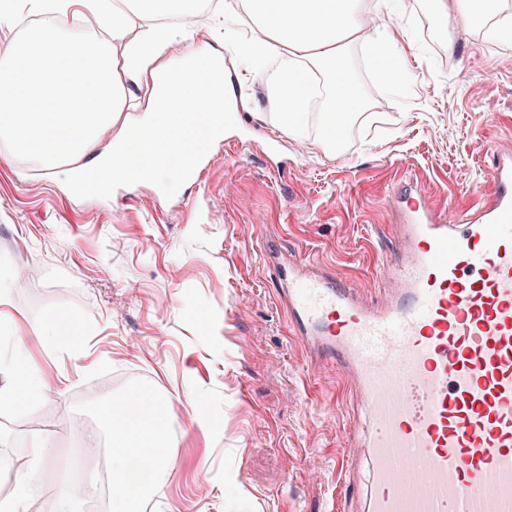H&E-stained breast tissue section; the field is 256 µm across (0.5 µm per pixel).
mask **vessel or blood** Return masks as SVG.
I'll return each instance as SVG.
<instances>
[{
  "instance_id": "b4317fda",
  "label": "vessel or blood",
  "mask_w": 512,
  "mask_h": 512,
  "mask_svg": "<svg viewBox=\"0 0 512 512\" xmlns=\"http://www.w3.org/2000/svg\"><path fill=\"white\" fill-rule=\"evenodd\" d=\"M400 248L388 298L273 262L289 328L358 394L368 479L338 460L356 512H512V146L480 198L435 212L408 181L395 194Z\"/></svg>"
}]
</instances>
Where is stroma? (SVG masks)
Masks as SVG:
<instances>
[{"mask_svg": "<svg viewBox=\"0 0 512 512\" xmlns=\"http://www.w3.org/2000/svg\"><path fill=\"white\" fill-rule=\"evenodd\" d=\"M198 17L203 33L183 52L220 51L246 77L240 126L211 145L201 179L165 199L150 181L76 194L65 168L0 149V290L23 326L0 336V391L24 361L45 383L33 403L0 404V448L20 434L22 464L44 452L46 474L63 479L86 450L61 424L102 428L101 403L146 388L164 405L170 446L144 512H350L335 457L363 414L289 334L263 250L383 298L377 256L398 248L401 221L387 190L413 174L439 210L450 193L480 196L512 131V44L404 0L388 24L405 33L410 83L388 85L349 46L365 107L327 150L322 97L306 128L284 133L270 69L247 68L235 48L238 17ZM62 314L84 319L80 345L27 334ZM201 416L221 428L203 431Z\"/></svg>", "mask_w": 512, "mask_h": 512, "instance_id": "35a3bbf8", "label": "stroma"}]
</instances>
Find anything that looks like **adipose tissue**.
I'll list each match as a JSON object with an SVG mask.
<instances>
[{
	"label": "adipose tissue",
	"mask_w": 512,
	"mask_h": 512,
	"mask_svg": "<svg viewBox=\"0 0 512 512\" xmlns=\"http://www.w3.org/2000/svg\"><path fill=\"white\" fill-rule=\"evenodd\" d=\"M194 0H139L135 12L121 7L103 11L101 0H15L0 9V33L12 31L20 15L36 17L27 35L10 42L9 61L0 66V106L14 100L25 111L0 115V142L10 152L53 167L68 158L91 155L97 138L114 131L108 153L92 156L100 178L95 191L104 193L128 170L124 146L134 132L130 115L147 113L148 124L165 120L164 145L148 144L153 179L175 177L190 182L183 164V145L201 140L205 131H223L224 116L235 101L224 96L229 76L222 53L209 56L201 77L170 76V62L188 39L183 25L193 14ZM389 0H213L217 13L242 12L266 34L263 42L239 37L240 52L254 65L274 60L273 92L282 106L280 127L296 134L306 123L314 97L315 75L329 82L324 127L344 133L347 120L361 105V90L349 76L346 48L361 30L354 22L360 7L383 14ZM88 22V32L75 34L62 20ZM138 32H131L133 18ZM395 38L379 36L366 64L386 82L405 77L407 61ZM112 487V512H137L149 494L160 488V457L168 448L161 417L126 428L109 427L106 440L87 433L83 443L97 452L100 443Z\"/></svg>",
	"instance_id": "1"
}]
</instances>
